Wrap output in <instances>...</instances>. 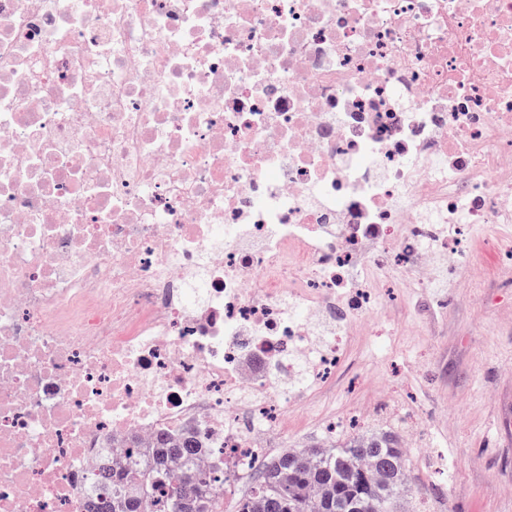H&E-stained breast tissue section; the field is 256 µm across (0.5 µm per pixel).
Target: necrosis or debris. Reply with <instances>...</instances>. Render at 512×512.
Returning a JSON list of instances; mask_svg holds the SVG:
<instances>
[{"label":"necrosis or debris","instance_id":"4bbe7bcc","mask_svg":"<svg viewBox=\"0 0 512 512\" xmlns=\"http://www.w3.org/2000/svg\"><path fill=\"white\" fill-rule=\"evenodd\" d=\"M511 223L512 0H0V512L161 431L245 479Z\"/></svg>","mask_w":512,"mask_h":512}]
</instances>
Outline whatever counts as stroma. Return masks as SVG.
Listing matches in <instances>:
<instances>
[{
    "label": "stroma",
    "mask_w": 512,
    "mask_h": 512,
    "mask_svg": "<svg viewBox=\"0 0 512 512\" xmlns=\"http://www.w3.org/2000/svg\"><path fill=\"white\" fill-rule=\"evenodd\" d=\"M483 263L491 280L439 282L446 301L431 310L388 296L289 442L312 444L326 418L369 406L370 429L420 434L407 451L410 512H512V274L493 255Z\"/></svg>",
    "instance_id": "1"
}]
</instances>
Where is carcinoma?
<instances>
[{
	"instance_id": "1",
	"label": "carcinoma",
	"mask_w": 512,
	"mask_h": 512,
	"mask_svg": "<svg viewBox=\"0 0 512 512\" xmlns=\"http://www.w3.org/2000/svg\"><path fill=\"white\" fill-rule=\"evenodd\" d=\"M139 462L116 470L105 463L95 480L99 493L88 512H142L156 499L157 512H222L212 481L192 467L194 436H164L146 454L131 441ZM407 449L391 431L350 435L336 448H290L253 469L251 490L237 512H401Z\"/></svg>"
}]
</instances>
